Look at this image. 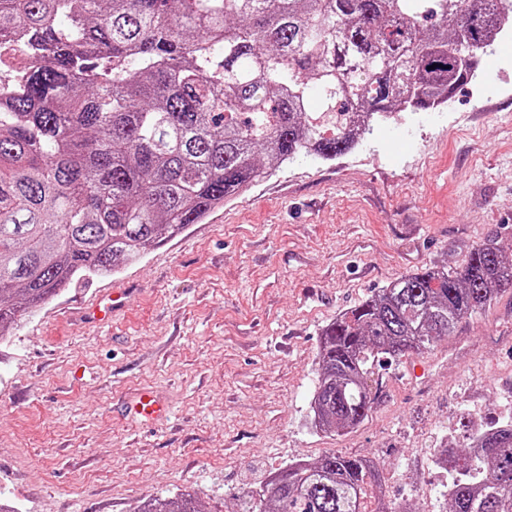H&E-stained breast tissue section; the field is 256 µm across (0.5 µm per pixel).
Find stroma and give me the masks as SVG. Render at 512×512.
Here are the masks:
<instances>
[{
	"label": "stroma",
	"instance_id": "stroma-1",
	"mask_svg": "<svg viewBox=\"0 0 512 512\" xmlns=\"http://www.w3.org/2000/svg\"><path fill=\"white\" fill-rule=\"evenodd\" d=\"M442 113H399L333 161L299 157L110 277L83 278L0 345V490L16 512H135L192 493L232 512L295 460L372 458L412 512H446L438 449L512 417V291L375 369L367 419L312 428L322 328L397 278L512 246V40ZM131 286L99 326L81 307ZM168 421L124 411L141 390Z\"/></svg>",
	"mask_w": 512,
	"mask_h": 512
}]
</instances>
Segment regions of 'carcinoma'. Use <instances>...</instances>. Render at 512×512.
<instances>
[{
    "mask_svg": "<svg viewBox=\"0 0 512 512\" xmlns=\"http://www.w3.org/2000/svg\"><path fill=\"white\" fill-rule=\"evenodd\" d=\"M506 38L509 0H0V42L25 53L0 95V337L279 165L334 160L377 121L449 102ZM506 288L512 253L490 241L337 316L312 427L357 428L376 365L427 351ZM438 464L449 512H512V419L470 427ZM375 473L338 452L292 463L234 512H409L376 493ZM137 512L202 510L178 494Z\"/></svg>",
    "mask_w": 512,
    "mask_h": 512,
    "instance_id": "carcinoma-1",
    "label": "carcinoma"
}]
</instances>
